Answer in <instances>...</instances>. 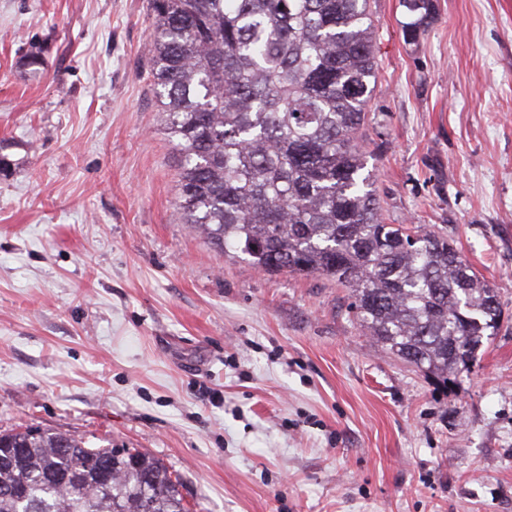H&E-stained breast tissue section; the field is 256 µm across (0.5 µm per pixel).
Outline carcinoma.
<instances>
[{"label":"carcinoma","mask_w":512,"mask_h":512,"mask_svg":"<svg viewBox=\"0 0 512 512\" xmlns=\"http://www.w3.org/2000/svg\"><path fill=\"white\" fill-rule=\"evenodd\" d=\"M415 39L434 0H402ZM150 75L177 140L181 222L265 273L350 289L391 354L443 385L497 335L496 288L454 240L388 224L366 171L378 63L370 0H150ZM137 448L51 429L0 433V512H189Z\"/></svg>","instance_id":"cac0c4a2"}]
</instances>
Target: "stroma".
Returning <instances> with one entry per match:
<instances>
[{
	"instance_id": "obj_1",
	"label": "stroma",
	"mask_w": 512,
	"mask_h": 512,
	"mask_svg": "<svg viewBox=\"0 0 512 512\" xmlns=\"http://www.w3.org/2000/svg\"><path fill=\"white\" fill-rule=\"evenodd\" d=\"M435 4L409 40L373 0L366 147L388 223L498 291L446 386L181 223L148 0H0V432L141 449L191 512H512V0Z\"/></svg>"
}]
</instances>
